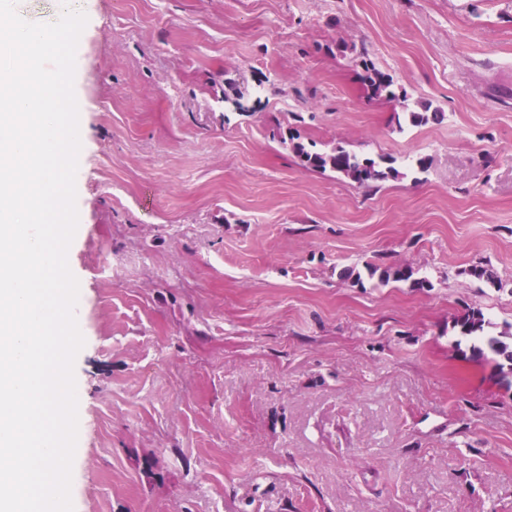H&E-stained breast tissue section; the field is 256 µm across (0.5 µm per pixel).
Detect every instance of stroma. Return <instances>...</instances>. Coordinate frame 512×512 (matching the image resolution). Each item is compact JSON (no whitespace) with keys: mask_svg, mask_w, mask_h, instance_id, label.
I'll use <instances>...</instances> for the list:
<instances>
[{"mask_svg":"<svg viewBox=\"0 0 512 512\" xmlns=\"http://www.w3.org/2000/svg\"><path fill=\"white\" fill-rule=\"evenodd\" d=\"M67 6L88 18L74 512H512V372L456 325L512 328V0L17 11ZM424 104L443 120L412 124ZM287 131L399 175L307 169ZM365 75L363 77L364 82L374 97H380L383 93H390L389 88L391 86V80L389 77L378 72L374 67L369 66L367 63L364 64Z\"/></svg>","mask_w":512,"mask_h":512,"instance_id":"stroma-1","label":"stroma"}]
</instances>
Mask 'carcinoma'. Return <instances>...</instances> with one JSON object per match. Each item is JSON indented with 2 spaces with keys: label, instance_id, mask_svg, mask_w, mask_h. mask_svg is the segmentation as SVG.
Wrapping results in <instances>:
<instances>
[{
  "label": "carcinoma",
  "instance_id": "cac0c4a2",
  "mask_svg": "<svg viewBox=\"0 0 512 512\" xmlns=\"http://www.w3.org/2000/svg\"><path fill=\"white\" fill-rule=\"evenodd\" d=\"M364 71V82L372 96L380 97L389 92L391 86L389 77L367 64L364 65ZM294 151L302 159L306 168L323 171L330 169L365 187H369L377 181L399 176V171L387 164L385 158L381 157L376 160L362 157L342 146H336L329 152L320 153L308 151L303 144L296 143ZM413 275L414 271L409 267H388L382 271L380 282L384 284L391 279L407 281ZM485 324V315L479 309L468 310L463 317L456 321V326L466 336L483 331ZM488 345L492 354L507 362L509 369L512 370V345L494 337L488 339Z\"/></svg>",
  "mask_w": 512,
  "mask_h": 512
}]
</instances>
